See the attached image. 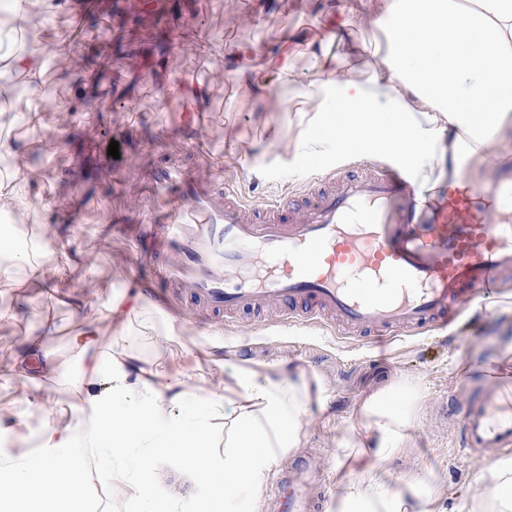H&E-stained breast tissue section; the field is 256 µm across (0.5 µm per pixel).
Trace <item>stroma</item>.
I'll return each mask as SVG.
<instances>
[{
    "mask_svg": "<svg viewBox=\"0 0 512 512\" xmlns=\"http://www.w3.org/2000/svg\"><path fill=\"white\" fill-rule=\"evenodd\" d=\"M287 14L264 10L260 0H141L129 11L125 0H94L92 13L107 31L105 43L80 42L76 65L45 75L73 113L45 112L36 129L12 124L7 132L28 164L36 203L24 228L41 231L51 246L72 249L75 259L62 285L83 293L93 306L110 298H136L155 321L157 339L140 347L146 360L170 357L189 375L204 373L230 382L239 368L304 373L320 389L323 407H311L300 447L286 453L267 475L275 482L290 466H312L324 494L323 512H336V484L360 479L341 437L356 402L400 382L419 399L414 425L403 448L381 461L390 486L417 478L431 487L438 512H469L483 491L476 463L455 454V407L468 394L494 386L512 391V275L489 309L471 303L448 329L410 330L380 344L316 323L294 325L277 315L258 318L243 310L230 319L199 309L174 285L162 284L160 298L147 293L154 269L137 264L143 240L139 224L149 204L148 179L159 163L189 168L204 180L234 186L255 207L270 196L304 198L312 181L301 136L302 98L272 100L250 110L244 93L224 75V55L237 45L278 44L282 25L297 31L325 29L350 0H286ZM99 102L87 113L85 101ZM277 124L281 142L266 149V129ZM206 149L198 155L192 135ZM119 143V158L108 154ZM495 163L463 164L468 186L496 182L512 167V133L494 147ZM0 404L22 399L24 386L9 372L22 333H36L45 315L59 331L48 346L67 353L66 333L74 319L53 296L29 298L0 292ZM184 330L165 341L167 321ZM153 493L161 507L201 512L208 485L179 461H158Z\"/></svg>",
    "mask_w": 512,
    "mask_h": 512,
    "instance_id": "35a3bbf8",
    "label": "stroma"
}]
</instances>
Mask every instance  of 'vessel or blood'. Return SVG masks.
<instances>
[{
    "mask_svg": "<svg viewBox=\"0 0 512 512\" xmlns=\"http://www.w3.org/2000/svg\"><path fill=\"white\" fill-rule=\"evenodd\" d=\"M149 182L166 211L162 226L143 227L157 237V275L218 315L283 304L293 322L330 318L362 336L444 328L512 271V224L498 218L494 185L424 193L388 167L337 178L301 209L285 196L258 209L168 165ZM459 427L460 453L491 465V451L512 448V396L487 390ZM308 482L301 471L277 481L274 512H321Z\"/></svg>",
    "mask_w": 512,
    "mask_h": 512,
    "instance_id": "1",
    "label": "vessel or blood"
}]
</instances>
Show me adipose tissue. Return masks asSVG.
Returning a JSON list of instances; mask_svg holds the SVG:
<instances>
[{"label":"adipose tissue","mask_w":512,"mask_h":512,"mask_svg":"<svg viewBox=\"0 0 512 512\" xmlns=\"http://www.w3.org/2000/svg\"><path fill=\"white\" fill-rule=\"evenodd\" d=\"M368 6L385 50L369 63L366 79L334 52L340 33L306 45L318 73L300 92L310 110L312 157L326 158L333 143L337 160L374 153L428 175L447 170L449 186L461 188L462 162L490 158L491 147L512 131V0H368ZM226 70L259 106L286 87L288 54L266 56L245 43ZM42 256L27 263L21 278L1 265L0 286L43 293L49 278L66 272L68 252L46 248ZM59 300L76 310L68 346L83 375L71 384L67 404L43 395L41 379L59 366L41 337L22 336L13 374L30 394L25 406L0 405V434L27 425V408L36 406L37 455L22 452L0 466V512H86L87 486L73 454L79 442L96 449V474L107 487L121 488L127 512H156L151 477L159 460L177 459L203 475L210 487L205 512H223L301 446L314 401L305 377L243 368L229 385L192 382L164 362L136 355L154 322L144 317L132 324L137 308L125 298L94 311L70 292ZM104 322L116 333L108 343L101 339ZM417 398L400 383L359 403L358 425L347 430L343 445L358 448L360 431H367L378 461L366 464L365 480L339 486L336 512H435L421 482L388 487L378 466L407 441ZM481 480L484 492L470 512H512V458L497 460Z\"/></svg>","instance_id":"adipose-tissue-1"}]
</instances>
